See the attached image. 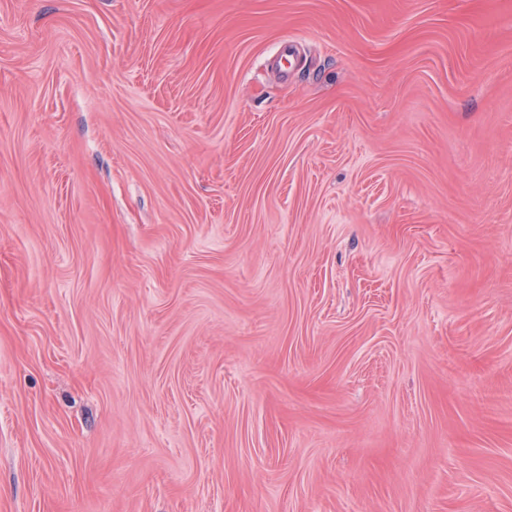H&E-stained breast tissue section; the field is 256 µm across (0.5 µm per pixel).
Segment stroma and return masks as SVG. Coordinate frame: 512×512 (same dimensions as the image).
I'll use <instances>...</instances> for the list:
<instances>
[{"mask_svg": "<svg viewBox=\"0 0 512 512\" xmlns=\"http://www.w3.org/2000/svg\"><path fill=\"white\" fill-rule=\"evenodd\" d=\"M0 512H512V0H0Z\"/></svg>", "mask_w": 512, "mask_h": 512, "instance_id": "1", "label": "stroma"}]
</instances>
